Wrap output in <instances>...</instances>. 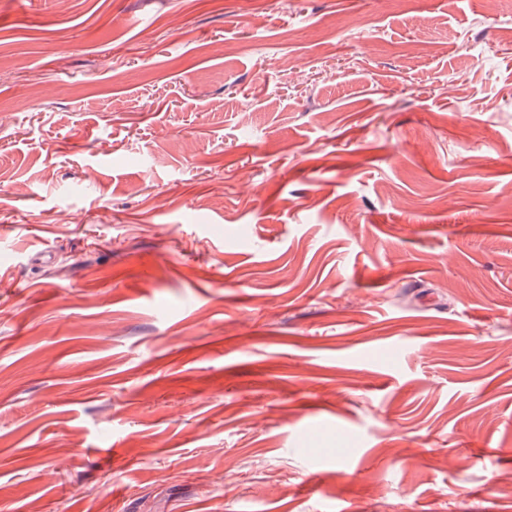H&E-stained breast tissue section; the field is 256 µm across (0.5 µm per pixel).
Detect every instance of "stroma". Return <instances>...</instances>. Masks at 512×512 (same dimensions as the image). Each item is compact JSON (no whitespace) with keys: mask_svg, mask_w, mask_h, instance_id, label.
Wrapping results in <instances>:
<instances>
[{"mask_svg":"<svg viewBox=\"0 0 512 512\" xmlns=\"http://www.w3.org/2000/svg\"><path fill=\"white\" fill-rule=\"evenodd\" d=\"M1 274L0 512H512V0H0Z\"/></svg>","mask_w":512,"mask_h":512,"instance_id":"35a3bbf8","label":"stroma"}]
</instances>
